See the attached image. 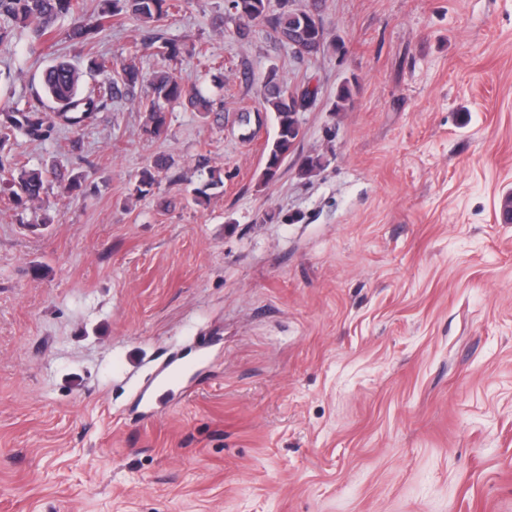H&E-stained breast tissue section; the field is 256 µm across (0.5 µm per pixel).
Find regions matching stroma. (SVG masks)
<instances>
[{
	"label": "stroma",
	"mask_w": 512,
	"mask_h": 512,
	"mask_svg": "<svg viewBox=\"0 0 512 512\" xmlns=\"http://www.w3.org/2000/svg\"><path fill=\"white\" fill-rule=\"evenodd\" d=\"M316 1L343 51L297 59L258 21L237 42L226 0L161 22L174 61L133 19L88 53L0 49V107L93 53L223 108L171 105L153 137L117 101L82 154L63 130L14 142L87 188L47 180L43 226L0 183V512H512V0ZM271 74L318 95L266 182L274 119L240 115ZM201 343L210 365L138 419L155 367Z\"/></svg>",
	"instance_id": "obj_1"
}]
</instances>
